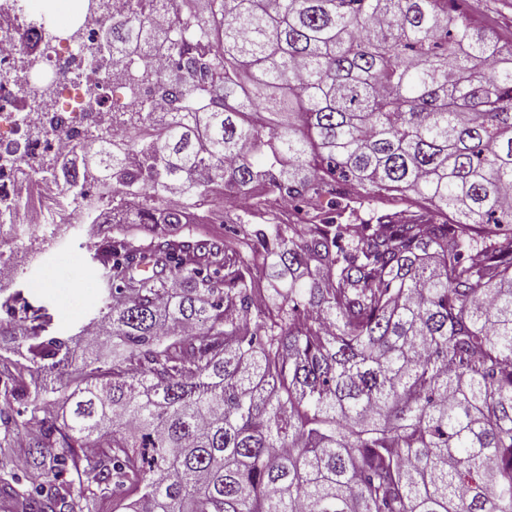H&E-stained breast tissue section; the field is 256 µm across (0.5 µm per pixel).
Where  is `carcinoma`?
<instances>
[{
    "label": "carcinoma",
    "instance_id": "1",
    "mask_svg": "<svg viewBox=\"0 0 512 512\" xmlns=\"http://www.w3.org/2000/svg\"><path fill=\"white\" fill-rule=\"evenodd\" d=\"M167 2L171 26L137 8L94 47L139 66L112 113L129 135L90 132L66 188L96 226L98 316L59 336L0 299V495L512 512V44L450 0ZM171 194L246 205L203 238ZM61 239L28 224L0 264Z\"/></svg>",
    "mask_w": 512,
    "mask_h": 512
}]
</instances>
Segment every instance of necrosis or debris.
<instances>
[{"label":"necrosis or debris","mask_w":512,"mask_h":512,"mask_svg":"<svg viewBox=\"0 0 512 512\" xmlns=\"http://www.w3.org/2000/svg\"><path fill=\"white\" fill-rule=\"evenodd\" d=\"M107 2V11L81 12L73 34L50 50L41 37L43 0H10L0 6V28L14 32L10 38L0 36V72L22 69L33 75L21 87L0 84V210L37 185L41 200L26 208L27 223H76L74 209L55 207L54 200L86 131L112 125L127 65L108 55L88 58L81 49L96 44L107 21L133 8L136 0ZM36 131L42 134L37 142L32 139ZM40 153L56 158L57 180H33Z\"/></svg>","instance_id":"1"}]
</instances>
